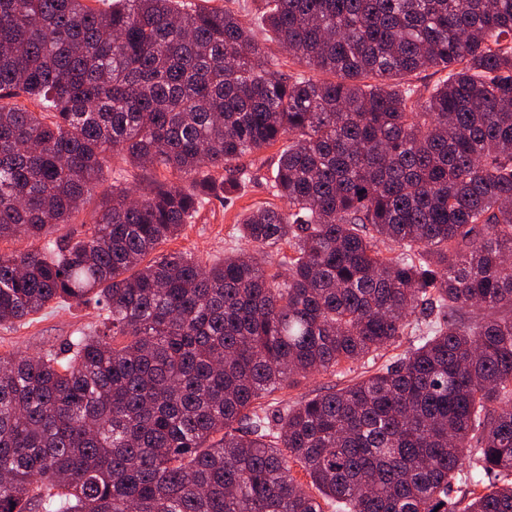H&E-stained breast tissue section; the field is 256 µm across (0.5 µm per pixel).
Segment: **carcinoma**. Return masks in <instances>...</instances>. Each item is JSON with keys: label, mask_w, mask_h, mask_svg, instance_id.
Returning a JSON list of instances; mask_svg holds the SVG:
<instances>
[{"label": "carcinoma", "mask_w": 512, "mask_h": 512, "mask_svg": "<svg viewBox=\"0 0 512 512\" xmlns=\"http://www.w3.org/2000/svg\"><path fill=\"white\" fill-rule=\"evenodd\" d=\"M258 10L322 77L231 8L0 0V241H31L0 252V326L105 311L63 358L0 355V512H512V0ZM282 140L288 208L249 212L246 248L156 253ZM111 157L94 224L58 234ZM414 340V336H403L395 345L380 352L378 357L375 358L376 365L373 364L372 358L355 364L345 365L342 367V373H337L336 377L330 375H316L305 381L300 387L277 392L264 401L274 405H278L276 403L280 401H283L282 404H295L302 399L315 396L320 390L326 388H342L353 378L372 374L374 370L382 363H385V361L396 360L414 343ZM348 367H351L350 371Z\"/></svg>", "instance_id": "cac0c4a2"}]
</instances>
